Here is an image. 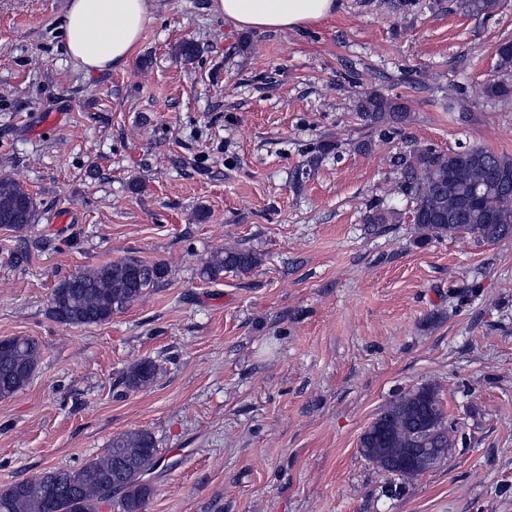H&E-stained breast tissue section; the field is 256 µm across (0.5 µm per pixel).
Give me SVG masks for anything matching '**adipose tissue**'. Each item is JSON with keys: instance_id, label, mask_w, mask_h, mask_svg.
Segmentation results:
<instances>
[{"instance_id": "obj_1", "label": "adipose tissue", "mask_w": 512, "mask_h": 512, "mask_svg": "<svg viewBox=\"0 0 512 512\" xmlns=\"http://www.w3.org/2000/svg\"><path fill=\"white\" fill-rule=\"evenodd\" d=\"M337 0H212L237 26L292 29L330 18ZM151 19L150 0H71L64 25L68 57L86 73L124 68Z\"/></svg>"}]
</instances>
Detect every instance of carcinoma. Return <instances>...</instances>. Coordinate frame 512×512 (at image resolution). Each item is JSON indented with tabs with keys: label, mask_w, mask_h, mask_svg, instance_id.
Returning <instances> with one entry per match:
<instances>
[{
	"label": "carcinoma",
	"mask_w": 512,
	"mask_h": 512,
	"mask_svg": "<svg viewBox=\"0 0 512 512\" xmlns=\"http://www.w3.org/2000/svg\"><path fill=\"white\" fill-rule=\"evenodd\" d=\"M499 0H457L461 10L486 14ZM194 41L181 42L176 57L191 62L199 56ZM496 74L486 83L489 98L505 97L512 86L498 78L512 72V44L497 49ZM356 118L370 128L397 129L410 119L407 102L381 92L364 94L356 106ZM398 188L412 203L413 221L432 237L473 235L488 243L512 237V159L482 147L456 152L417 147L394 159ZM33 195L20 182L0 175V229L23 233L39 223ZM399 213L379 204L369 208L368 224H395ZM261 262L250 249L231 247L204 261L202 275L217 279L226 270L248 274ZM167 267L128 256L120 261L79 270L52 290L49 315L59 324H102L138 301L146 291L162 283ZM9 350L0 349V399L22 390L32 378L42 355L31 337L5 339ZM159 365L142 360L122 376L128 391L149 387ZM455 429L447 424L438 392L426 384L391 401L360 438L362 454L371 462L397 454L404 448H450ZM162 464L151 432L140 429L112 437L105 451L79 468H50L39 475L0 491V512H99L101 504L119 496L122 512H145L153 495L144 476ZM422 472L406 469L400 483L385 493L399 494Z\"/></svg>",
	"instance_id": "cac0c4a2"
}]
</instances>
